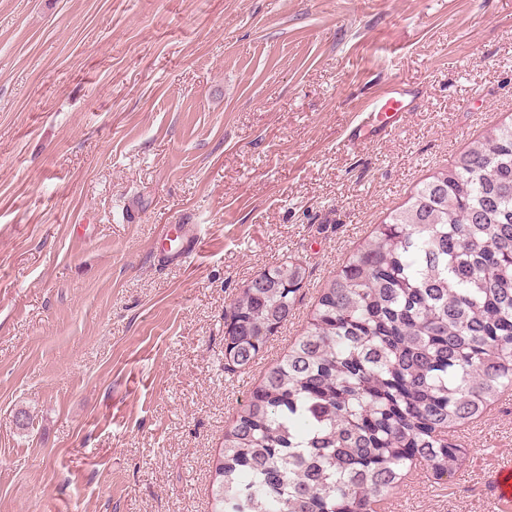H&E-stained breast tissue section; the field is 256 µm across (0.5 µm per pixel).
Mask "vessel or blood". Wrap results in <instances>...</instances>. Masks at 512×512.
<instances>
[{
  "instance_id": "b4317fda",
  "label": "vessel or blood",
  "mask_w": 512,
  "mask_h": 512,
  "mask_svg": "<svg viewBox=\"0 0 512 512\" xmlns=\"http://www.w3.org/2000/svg\"><path fill=\"white\" fill-rule=\"evenodd\" d=\"M415 97V91L401 83L388 84L379 104L373 106L360 123L350 128V139L371 141L383 137L403 120L406 112L412 110ZM492 484L501 512H512V465L498 469Z\"/></svg>"
}]
</instances>
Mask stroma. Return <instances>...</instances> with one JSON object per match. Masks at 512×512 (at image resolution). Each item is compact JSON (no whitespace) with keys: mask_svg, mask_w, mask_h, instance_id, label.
<instances>
[{"mask_svg":"<svg viewBox=\"0 0 512 512\" xmlns=\"http://www.w3.org/2000/svg\"><path fill=\"white\" fill-rule=\"evenodd\" d=\"M393 81L413 111L351 143ZM510 122L512 0H0V512H211L325 280ZM184 225L203 246L175 261ZM286 260L291 315L225 372V309ZM454 435V478L388 512H500L512 391Z\"/></svg>","mask_w":512,"mask_h":512,"instance_id":"stroma-1","label":"stroma"}]
</instances>
